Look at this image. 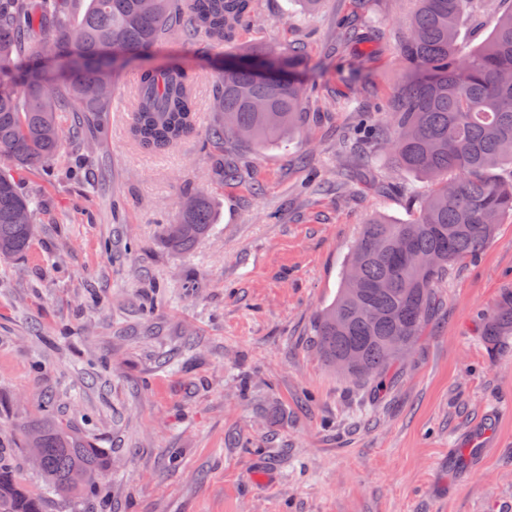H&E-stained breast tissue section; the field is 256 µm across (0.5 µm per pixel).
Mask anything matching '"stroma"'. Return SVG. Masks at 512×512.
<instances>
[{
  "label": "stroma",
  "instance_id": "35a3bbf8",
  "mask_svg": "<svg viewBox=\"0 0 512 512\" xmlns=\"http://www.w3.org/2000/svg\"><path fill=\"white\" fill-rule=\"evenodd\" d=\"M257 0L233 42L173 41L117 75L109 112L52 169L19 171L35 202L29 247L0 260V448L47 512L18 425L81 426L112 466L79 512H512V336L488 346L481 315L512 291V219L477 261L453 267L443 304L388 392L321 360L314 326L340 288L363 224L413 213L396 180L429 192L386 148L338 188L336 143L352 109L391 103L413 0H377V40L346 44L360 0L313 18ZM303 46L319 88L305 132L225 161L208 133L213 80L250 44ZM178 59L194 75L197 130L161 153L128 135L141 69ZM211 203L209 234L167 245L182 194ZM277 221H268V213ZM487 455L474 463L470 450Z\"/></svg>",
  "mask_w": 512,
  "mask_h": 512
}]
</instances>
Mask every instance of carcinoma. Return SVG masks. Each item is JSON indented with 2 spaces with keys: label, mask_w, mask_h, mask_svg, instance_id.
<instances>
[{
  "label": "carcinoma",
  "mask_w": 512,
  "mask_h": 512,
  "mask_svg": "<svg viewBox=\"0 0 512 512\" xmlns=\"http://www.w3.org/2000/svg\"><path fill=\"white\" fill-rule=\"evenodd\" d=\"M68 0H0V259L24 251L34 234L33 201L13 169L54 164L63 140L79 136L110 110L112 81L127 53L148 55L172 38L203 32L215 45L231 40L256 0H89L82 18ZM400 44L405 82L383 113L361 112L339 143L338 158L369 161L368 145H385L399 166L436 182L416 198V216L394 224L376 218L351 246L341 288L315 325L324 363L352 382L383 392L395 367L424 335L437 288L457 263L475 258L495 226L512 216V0H416ZM490 29L469 48L463 23ZM348 44L376 30L344 27ZM298 45L245 50L242 65L216 75L218 121L209 136L250 149L307 125L311 90L300 77ZM274 71L257 80L250 62ZM81 114L70 129L61 114ZM193 79L174 60L145 68L137 81L131 137L161 153L194 133ZM213 224L207 198L186 193L167 243L190 246ZM512 335V292L484 316L483 336ZM25 448L48 491L76 506L105 468L104 449L71 424L44 419L24 425ZM0 512H45L44 500L20 483L0 456Z\"/></svg>",
  "instance_id": "1"
}]
</instances>
